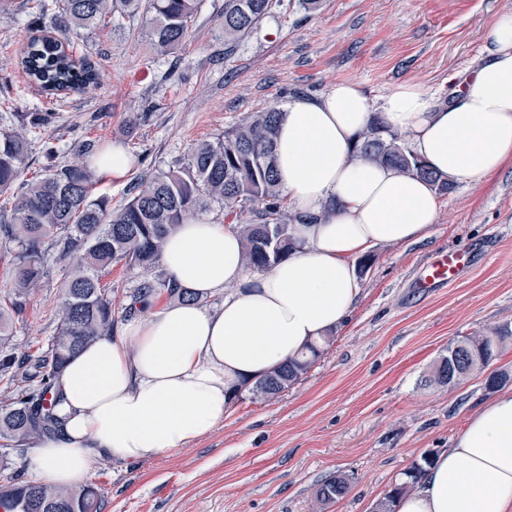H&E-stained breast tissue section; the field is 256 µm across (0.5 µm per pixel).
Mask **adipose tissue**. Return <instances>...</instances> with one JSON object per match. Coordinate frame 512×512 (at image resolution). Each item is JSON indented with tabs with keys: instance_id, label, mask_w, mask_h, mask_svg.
<instances>
[{
	"instance_id": "ef3b65f1",
	"label": "adipose tissue",
	"mask_w": 512,
	"mask_h": 512,
	"mask_svg": "<svg viewBox=\"0 0 512 512\" xmlns=\"http://www.w3.org/2000/svg\"><path fill=\"white\" fill-rule=\"evenodd\" d=\"M486 62L448 104L405 82L380 117L408 133L411 149L452 181L477 182L512 165V12L497 16ZM353 82L291 102L280 124L277 170L295 218L287 258L249 271L232 225L180 224L160 255L186 299L98 337L59 379V427L30 465L37 480L71 486L95 458L139 462L210 432L241 386L334 330L360 288L353 259L377 244L418 239L439 202L422 178L354 156L371 121ZM223 293L213 311L202 298ZM396 512H512V389L498 391L435 455Z\"/></svg>"
}]
</instances>
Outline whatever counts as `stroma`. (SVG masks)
<instances>
[{
	"mask_svg": "<svg viewBox=\"0 0 512 512\" xmlns=\"http://www.w3.org/2000/svg\"><path fill=\"white\" fill-rule=\"evenodd\" d=\"M5 3L0 131L17 130L18 113H54L44 134L26 135L30 177L46 164L42 135L56 138L58 165L76 160L82 143L98 152L123 146L131 168L98 184L116 207L136 177L180 165L193 144L342 81L358 83L375 114L406 81L447 101L452 85L483 64L493 19L512 11V0H321L314 11L284 0L228 52L224 0H202L189 42L165 56L150 48L149 13L117 12L72 38L74 57L98 69L97 86L53 100L30 86L20 65L35 0ZM438 201V219L419 240L354 258L359 297L295 384L262 400L242 390L211 432L182 448L136 464L95 459L86 482L100 494V512H316L318 490L338 476L350 491L325 512H373L422 456L447 448L492 397L488 372H512L510 342L487 371L457 386L430 380L456 341L512 327V168L452 183ZM449 247L474 249L473 269L451 286L417 293L421 266ZM78 262L48 253V275L14 323L18 353L49 348L62 286ZM141 280L121 264L104 276L116 325L126 323Z\"/></svg>",
	"mask_w": 512,
	"mask_h": 512,
	"instance_id": "35a3bbf8",
	"label": "stroma"
}]
</instances>
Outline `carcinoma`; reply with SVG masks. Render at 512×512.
Wrapping results in <instances>:
<instances>
[{
	"label": "carcinoma",
	"instance_id": "obj_1",
	"mask_svg": "<svg viewBox=\"0 0 512 512\" xmlns=\"http://www.w3.org/2000/svg\"><path fill=\"white\" fill-rule=\"evenodd\" d=\"M280 2L224 0V45L232 48L245 42ZM36 4L38 20L23 46L20 64L31 84L52 96L97 84L95 68L76 64L68 51L73 35L114 11L139 9L142 0H36ZM199 4L200 0H147L152 14L150 42L156 52L171 53L186 43ZM282 118L277 108L255 112L224 135L194 144L181 166L133 182L127 202L117 209L108 196L94 194L99 179L82 160L50 165L30 179H21L27 159L25 134L0 135V193L9 194L11 204V218L0 221V238L17 244L12 290L8 303L0 305V374L26 381L0 405V441L5 446L16 450L33 446L52 430L57 424L52 397L59 372L72 355L113 331L112 299L102 283L113 265L141 270L143 280L132 295L131 311L151 295L185 299V289L156 272V263L177 224L213 203L237 221L247 269L268 268L294 249L292 216L286 213L275 170ZM21 120L32 128L51 124L48 112H28ZM356 149L371 161L423 177L440 193L450 187L447 177L431 171L413 153L406 134L389 131L378 120L362 131ZM50 246L65 257L78 256L80 262L65 283L50 349L35 359L19 357L10 344L13 316L22 313L27 297L47 275L44 253ZM511 337L512 329L503 326L448 346V354L435 366L434 380L440 385L459 384L464 379L462 368H485ZM320 355L321 346L311 345L301 357L252 383L251 393L256 399H267L283 392ZM428 459L424 456L423 463L405 473V481L378 502L376 512H391L396 497L413 488ZM348 492L349 483L336 477L322 485L317 500L331 504ZM0 506L7 512H98L99 508L98 493L90 485H46L19 473L0 486Z\"/></svg>",
	"mask_w": 512,
	"mask_h": 512
}]
</instances>
